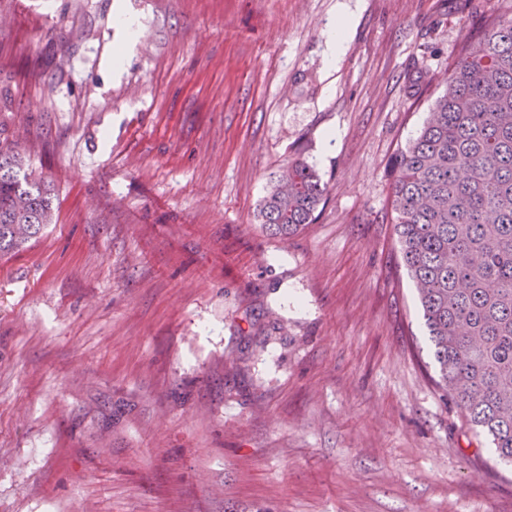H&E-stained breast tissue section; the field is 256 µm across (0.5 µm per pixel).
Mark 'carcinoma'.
I'll return each instance as SVG.
<instances>
[{
	"label": "carcinoma",
	"instance_id": "carcinoma-1",
	"mask_svg": "<svg viewBox=\"0 0 512 512\" xmlns=\"http://www.w3.org/2000/svg\"><path fill=\"white\" fill-rule=\"evenodd\" d=\"M448 66L418 134L395 155L390 208L419 296L438 384L469 428L512 463V16L485 20ZM326 184L306 162L281 172L258 219L288 238L312 223ZM50 190L0 136V256L52 220Z\"/></svg>",
	"mask_w": 512,
	"mask_h": 512
}]
</instances>
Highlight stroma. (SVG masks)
<instances>
[{"instance_id":"obj_1","label":"stroma","mask_w":512,"mask_h":512,"mask_svg":"<svg viewBox=\"0 0 512 512\" xmlns=\"http://www.w3.org/2000/svg\"><path fill=\"white\" fill-rule=\"evenodd\" d=\"M511 9L0 0V131L53 196L0 258V512H512L389 205L432 75ZM297 159L327 193L284 240L257 213ZM116 22L122 34V45L115 48L112 53V71L115 73L120 71L125 55L134 47L139 35V28L135 17L119 14Z\"/></svg>"}]
</instances>
